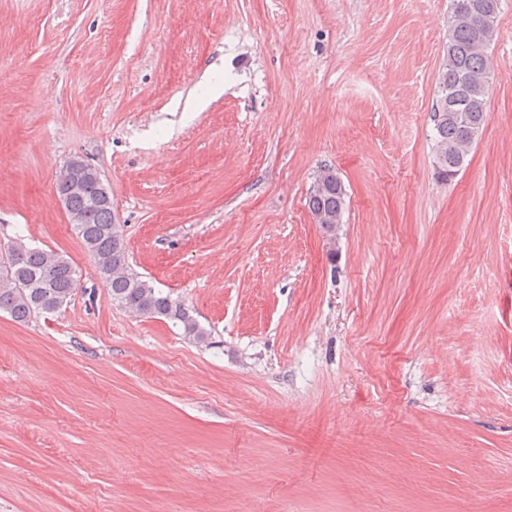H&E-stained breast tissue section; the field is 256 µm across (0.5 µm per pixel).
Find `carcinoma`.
I'll return each instance as SVG.
<instances>
[{"label":"carcinoma","mask_w":512,"mask_h":512,"mask_svg":"<svg viewBox=\"0 0 512 512\" xmlns=\"http://www.w3.org/2000/svg\"><path fill=\"white\" fill-rule=\"evenodd\" d=\"M501 0H449L446 62L438 76L433 102L435 170L453 180L465 167L470 149L483 129L490 91L488 50L495 42ZM348 193L334 167H321L307 192V207L336 254V230L343 223ZM70 224L93 257L110 299L147 318H164L197 343L210 333L189 308L155 288L130 264L121 225L112 204L96 199L94 188L65 203ZM11 272L0 270V311L16 321L50 313L68 303L77 288L76 269L63 255L26 244L18 238L7 248Z\"/></svg>","instance_id":"carcinoma-1"}]
</instances>
